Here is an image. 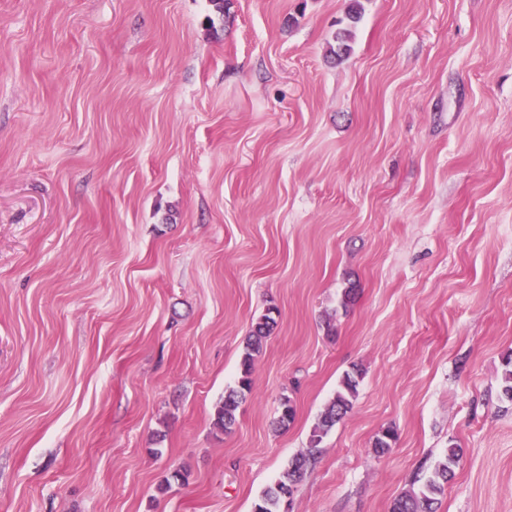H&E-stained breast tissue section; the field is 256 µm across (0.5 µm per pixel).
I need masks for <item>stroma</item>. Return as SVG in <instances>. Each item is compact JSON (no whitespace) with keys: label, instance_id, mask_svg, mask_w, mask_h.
Wrapping results in <instances>:
<instances>
[{"label":"stroma","instance_id":"35a3bbf8","mask_svg":"<svg viewBox=\"0 0 512 512\" xmlns=\"http://www.w3.org/2000/svg\"><path fill=\"white\" fill-rule=\"evenodd\" d=\"M511 351L512 0H0V512H252L355 365L288 512H512ZM273 313L274 309H268L267 313L255 323L240 361V376L237 386L226 392L224 401L216 408L214 424L224 432L230 431L235 425L238 408L247 395L252 392L255 356L260 353L263 341L276 323ZM461 450L450 446L439 459L418 491H409L393 502L391 512H433V505L444 494L448 481L454 474V467Z\"/></svg>","mask_w":512,"mask_h":512}]
</instances>
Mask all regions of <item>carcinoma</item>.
<instances>
[{
    "label": "carcinoma",
    "instance_id": "1",
    "mask_svg": "<svg viewBox=\"0 0 512 512\" xmlns=\"http://www.w3.org/2000/svg\"><path fill=\"white\" fill-rule=\"evenodd\" d=\"M274 310L269 309L253 327L245 351L240 361V376L237 386L229 389L224 401L216 408L214 424L217 428L228 432L236 423V413L242 402L253 389V368L255 356L260 353L263 341L275 324ZM504 371L501 376L503 395L512 400V352L503 359ZM362 378V370L354 368L343 377L340 387L333 399L322 412L317 425L313 429L309 448L297 454L288 464L279 479L269 486L254 504L253 512H281L283 503L290 499L297 486L303 481L307 469L314 460V452L337 422L353 407ZM396 441L394 430H382L374 441V450L378 454L387 453ZM461 449L450 446L439 459L422 486L416 491H409L393 502L391 512H433V505L438 497L444 494L448 481L454 474V467L460 457Z\"/></svg>",
    "mask_w": 512,
    "mask_h": 512
}]
</instances>
